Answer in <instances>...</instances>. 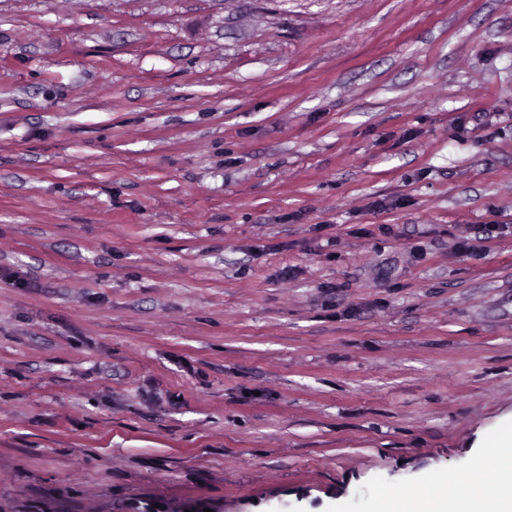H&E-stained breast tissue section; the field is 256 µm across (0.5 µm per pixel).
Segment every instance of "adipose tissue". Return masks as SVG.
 Segmentation results:
<instances>
[{"instance_id": "ef3b65f1", "label": "adipose tissue", "mask_w": 512, "mask_h": 512, "mask_svg": "<svg viewBox=\"0 0 512 512\" xmlns=\"http://www.w3.org/2000/svg\"><path fill=\"white\" fill-rule=\"evenodd\" d=\"M499 478L487 486L473 482L467 495L444 488L433 494H421L402 502L397 512H512V457L498 458Z\"/></svg>"}]
</instances>
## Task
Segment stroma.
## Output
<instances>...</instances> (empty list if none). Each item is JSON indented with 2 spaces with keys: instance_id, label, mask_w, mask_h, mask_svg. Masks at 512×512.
Here are the masks:
<instances>
[{
  "instance_id": "stroma-1",
  "label": "stroma",
  "mask_w": 512,
  "mask_h": 512,
  "mask_svg": "<svg viewBox=\"0 0 512 512\" xmlns=\"http://www.w3.org/2000/svg\"><path fill=\"white\" fill-rule=\"evenodd\" d=\"M511 434L512 0H0V512H378Z\"/></svg>"
}]
</instances>
